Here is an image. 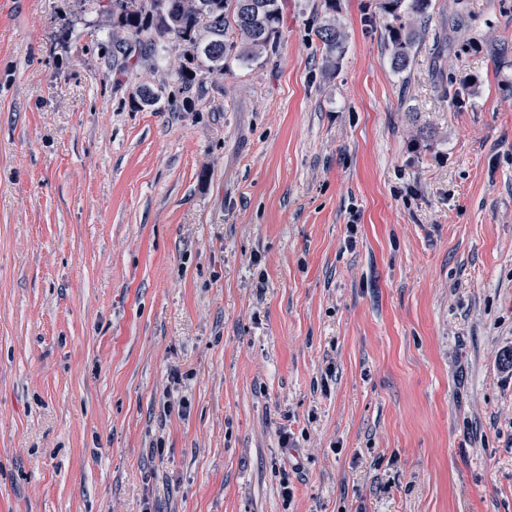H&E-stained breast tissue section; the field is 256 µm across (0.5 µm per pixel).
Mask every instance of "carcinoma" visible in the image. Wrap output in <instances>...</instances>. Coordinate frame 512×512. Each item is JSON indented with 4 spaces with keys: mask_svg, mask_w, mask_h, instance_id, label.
I'll return each instance as SVG.
<instances>
[{
    "mask_svg": "<svg viewBox=\"0 0 512 512\" xmlns=\"http://www.w3.org/2000/svg\"><path fill=\"white\" fill-rule=\"evenodd\" d=\"M430 0H382L383 12L397 20L387 26L393 48L392 64L404 70L412 48L425 29ZM281 0H112V45L103 44L112 55V80L120 84L131 78L161 42L186 46L183 57L195 72L180 68L174 81L183 100L201 87L204 79L222 75L235 61H253L278 50ZM234 27L239 42L224 40L225 30ZM328 60L343 52L345 32L328 19L317 27Z\"/></svg>",
    "mask_w": 512,
    "mask_h": 512,
    "instance_id": "1",
    "label": "carcinoma"
}]
</instances>
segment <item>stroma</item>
Listing matches in <instances>:
<instances>
[{
    "label": "stroma",
    "mask_w": 512,
    "mask_h": 512,
    "mask_svg": "<svg viewBox=\"0 0 512 512\" xmlns=\"http://www.w3.org/2000/svg\"><path fill=\"white\" fill-rule=\"evenodd\" d=\"M380 3L172 112L0 0V512H512V0ZM430 0H382L384 13L408 22L398 26L388 25V36L393 48L392 64L397 70H405L411 61L412 48L425 29ZM316 33L323 44L328 61L337 60L343 52L346 35L340 27L336 26L335 19L321 22Z\"/></svg>",
    "instance_id": "stroma-1"
}]
</instances>
